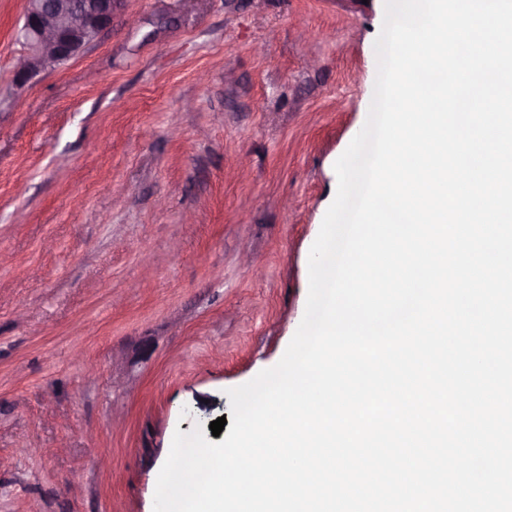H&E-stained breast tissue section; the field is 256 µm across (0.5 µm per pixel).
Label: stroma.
<instances>
[{
	"label": "stroma",
	"mask_w": 512,
	"mask_h": 512,
	"mask_svg": "<svg viewBox=\"0 0 512 512\" xmlns=\"http://www.w3.org/2000/svg\"><path fill=\"white\" fill-rule=\"evenodd\" d=\"M0 0V512H151L175 432L283 356L384 0H118L15 79Z\"/></svg>",
	"instance_id": "obj_1"
}]
</instances>
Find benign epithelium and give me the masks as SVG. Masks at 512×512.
<instances>
[{
  "label": "benign epithelium",
  "instance_id": "obj_1",
  "mask_svg": "<svg viewBox=\"0 0 512 512\" xmlns=\"http://www.w3.org/2000/svg\"><path fill=\"white\" fill-rule=\"evenodd\" d=\"M117 0H28L18 37L26 53L16 77L26 81L46 66L74 58L112 24Z\"/></svg>",
  "mask_w": 512,
  "mask_h": 512
}]
</instances>
